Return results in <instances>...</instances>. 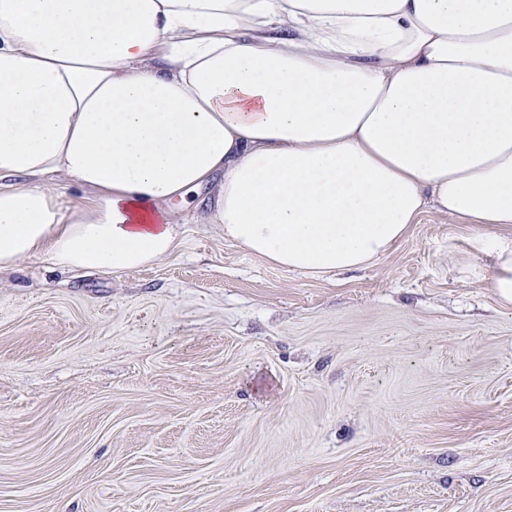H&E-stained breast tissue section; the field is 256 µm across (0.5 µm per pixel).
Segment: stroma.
<instances>
[{
  "label": "stroma",
  "instance_id": "35a3bbf8",
  "mask_svg": "<svg viewBox=\"0 0 512 512\" xmlns=\"http://www.w3.org/2000/svg\"><path fill=\"white\" fill-rule=\"evenodd\" d=\"M173 251L0 272V512H512V308L433 211L311 277Z\"/></svg>",
  "mask_w": 512,
  "mask_h": 512
}]
</instances>
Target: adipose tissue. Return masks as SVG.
Here are the masks:
<instances>
[{
	"instance_id": "ef3b65f1",
	"label": "adipose tissue",
	"mask_w": 512,
	"mask_h": 512,
	"mask_svg": "<svg viewBox=\"0 0 512 512\" xmlns=\"http://www.w3.org/2000/svg\"><path fill=\"white\" fill-rule=\"evenodd\" d=\"M202 190L313 277L429 210L485 225L512 307V0H0V271L149 265Z\"/></svg>"
}]
</instances>
